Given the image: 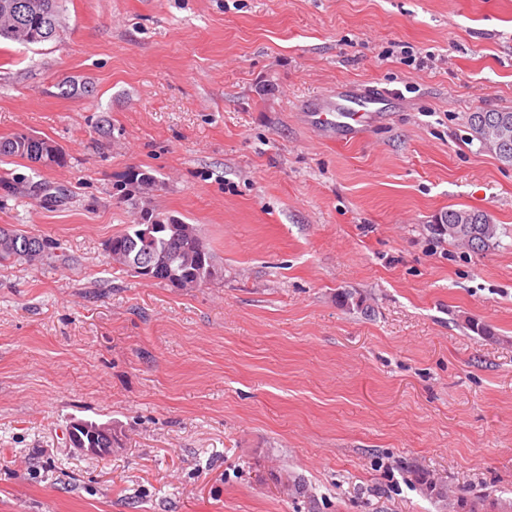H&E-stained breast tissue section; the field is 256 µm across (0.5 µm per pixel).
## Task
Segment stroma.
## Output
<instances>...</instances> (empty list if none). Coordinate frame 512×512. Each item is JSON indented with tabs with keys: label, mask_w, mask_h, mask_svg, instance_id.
Masks as SVG:
<instances>
[{
	"label": "stroma",
	"mask_w": 512,
	"mask_h": 512,
	"mask_svg": "<svg viewBox=\"0 0 512 512\" xmlns=\"http://www.w3.org/2000/svg\"><path fill=\"white\" fill-rule=\"evenodd\" d=\"M339 84L393 98L361 140L303 121ZM489 109L512 111V0H63L53 40L1 42L0 139L67 161L0 156V226L56 244L0 266V512H512V165L468 123ZM132 169L223 278L112 262ZM451 208L497 244L433 238ZM77 419L122 447L75 450ZM19 139H23L24 142L22 143ZM53 147L55 146L49 143V141L41 138L36 139L25 132H21L0 141V155L18 156L33 161L35 156L42 152L43 149Z\"/></svg>",
	"instance_id": "1"
}]
</instances>
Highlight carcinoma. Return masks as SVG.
Masks as SVG:
<instances>
[{
    "label": "carcinoma",
    "mask_w": 512,
    "mask_h": 512,
    "mask_svg": "<svg viewBox=\"0 0 512 512\" xmlns=\"http://www.w3.org/2000/svg\"><path fill=\"white\" fill-rule=\"evenodd\" d=\"M61 11L62 0H47L38 17L32 15L20 19L0 10V39L18 42L13 30L22 22L34 31V35L41 37L35 44L49 41L57 31ZM503 120L512 125V111L490 110L470 114L469 125L473 137L480 143L491 140L494 132L484 129V125L488 121L499 124ZM50 147L52 144L48 141L21 132L0 141V155L18 156L31 161ZM127 179L142 190L148 191L156 186V178L142 170L131 173ZM126 202L134 210V221L112 234L109 242L112 248L129 254L130 260L123 263L128 271L142 275L141 265L133 257L149 255L157 262L151 278L173 287L179 279L191 280L200 288L223 276V269L215 263L210 249L192 225L169 219L151 207L142 195L136 199L130 197ZM429 228L436 238L461 242L474 252L485 250L498 239V225L492 223L487 215L466 209L440 212ZM52 248L53 242L26 230L0 228V265L48 255Z\"/></svg>",
    "instance_id": "obj_1"
}]
</instances>
